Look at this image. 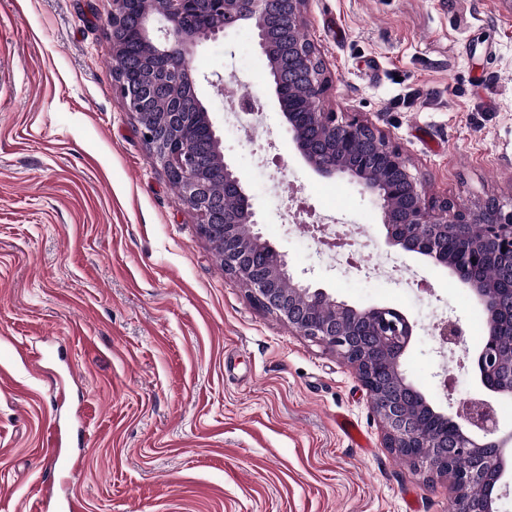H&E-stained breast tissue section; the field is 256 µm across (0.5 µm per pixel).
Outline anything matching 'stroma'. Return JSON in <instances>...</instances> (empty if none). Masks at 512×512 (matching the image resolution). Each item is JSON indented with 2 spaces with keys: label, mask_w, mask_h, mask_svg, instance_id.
<instances>
[{
  "label": "stroma",
  "mask_w": 512,
  "mask_h": 512,
  "mask_svg": "<svg viewBox=\"0 0 512 512\" xmlns=\"http://www.w3.org/2000/svg\"><path fill=\"white\" fill-rule=\"evenodd\" d=\"M111 0H0V512H35L49 475L82 512H451L384 446L356 373L259 309L225 275L200 219L154 164L112 78ZM331 73L325 108L372 122L430 200L512 211V6L507 0H309ZM199 95L264 240L294 276L413 335L401 369L435 411L482 395L512 434V395L485 390L484 326L448 270L390 244L373 197L324 177L289 141L251 27L200 43ZM260 106L244 131L227 96ZM297 221L283 224L288 209ZM339 209L403 283L342 275L311 225ZM447 317L477 338L441 347ZM369 441L353 447L337 416Z\"/></svg>",
  "instance_id": "35a3bbf8"
}]
</instances>
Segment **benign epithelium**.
<instances>
[{
	"label": "benign epithelium",
	"instance_id": "1",
	"mask_svg": "<svg viewBox=\"0 0 512 512\" xmlns=\"http://www.w3.org/2000/svg\"><path fill=\"white\" fill-rule=\"evenodd\" d=\"M309 0H112L107 26L112 39V75L127 111L138 122L152 160L176 186L181 204L200 218V230L224 260V273L250 291L254 303L275 314L298 335L336 352L368 391L386 430L385 447L413 466L451 482L457 512H497L494 489L503 472L508 440L480 441L498 430L494 406L468 399L453 420L433 409L399 370L413 326L391 307L359 309L332 299L324 289L291 276L286 256L253 231L258 224L241 175L226 161L215 122L201 102L190 59L195 47L220 33L249 25L265 58L274 95L291 142L306 164L323 176L348 175L381 201L389 240L451 272L470 288L487 314V335L479 351L483 385L512 393V301L486 282L464 274L469 266L498 265L512 282V212L489 203L460 211L427 198L408 159L388 133L371 122H340L323 105L327 68L308 26ZM278 7L287 41L268 37V18ZM147 52L140 68L126 63L124 36L130 16ZM174 77L193 87L192 99L163 96L158 87ZM288 92H283V86ZM205 134L210 164L192 149L190 136ZM224 173V199L211 192L208 166ZM466 240L465 252L448 253V236ZM268 253L272 261L257 260ZM450 432L423 434L416 405Z\"/></svg>",
	"mask_w": 512,
	"mask_h": 512
}]
</instances>
